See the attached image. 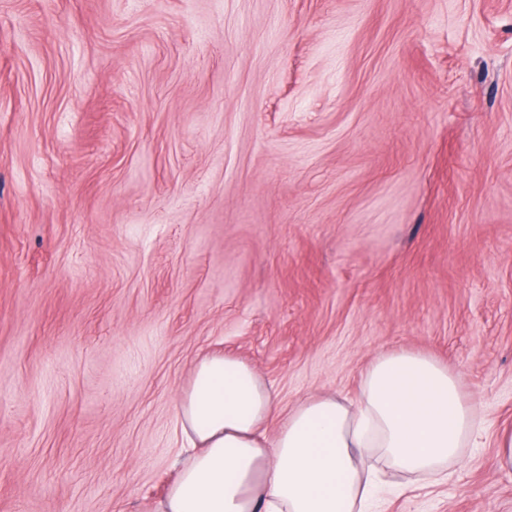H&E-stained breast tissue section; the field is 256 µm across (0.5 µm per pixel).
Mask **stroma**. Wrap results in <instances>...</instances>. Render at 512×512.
<instances>
[{
    "mask_svg": "<svg viewBox=\"0 0 512 512\" xmlns=\"http://www.w3.org/2000/svg\"><path fill=\"white\" fill-rule=\"evenodd\" d=\"M399 349L480 435L383 512H512V0H0V512H155L204 355L271 438Z\"/></svg>",
    "mask_w": 512,
    "mask_h": 512,
    "instance_id": "1",
    "label": "stroma"
}]
</instances>
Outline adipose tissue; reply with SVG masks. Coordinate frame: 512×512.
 <instances>
[{"label": "adipose tissue", "mask_w": 512, "mask_h": 512, "mask_svg": "<svg viewBox=\"0 0 512 512\" xmlns=\"http://www.w3.org/2000/svg\"><path fill=\"white\" fill-rule=\"evenodd\" d=\"M275 411L274 392L249 363L202 357L179 405L194 451L157 512H368L364 453L377 452L398 472L441 479L477 434L459 376L407 350L369 364L357 407L333 395L308 399L271 440Z\"/></svg>", "instance_id": "1"}]
</instances>
